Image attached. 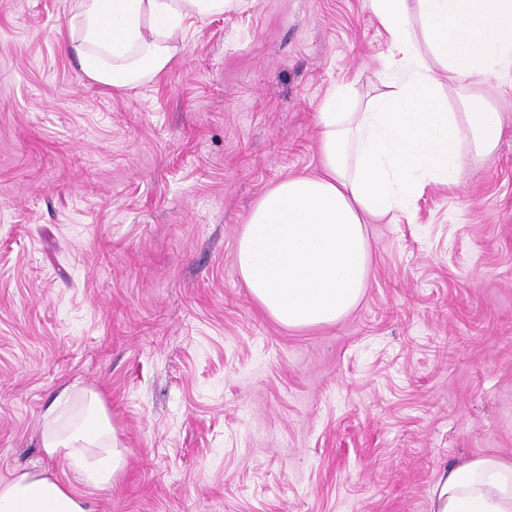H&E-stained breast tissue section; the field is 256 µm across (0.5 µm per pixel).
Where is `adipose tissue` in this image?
Masks as SVG:
<instances>
[{"instance_id": "ef3b65f1", "label": "adipose tissue", "mask_w": 512, "mask_h": 512, "mask_svg": "<svg viewBox=\"0 0 512 512\" xmlns=\"http://www.w3.org/2000/svg\"><path fill=\"white\" fill-rule=\"evenodd\" d=\"M397 51L393 79L355 112L345 88L332 89L318 114L321 168L285 179L254 204L236 247L238 273L279 324H333L360 302L371 267L368 219L408 212L425 184H458L460 141L487 153L502 135L499 112L483 100L453 111L408 27L417 8L423 36L448 77H495L512 67V0H371ZM230 0H72L70 50L90 80L126 88L169 64L171 41L192 17L224 12ZM87 415L60 424L74 395L62 391L43 415L44 453L80 480L110 487L124 464L98 393L85 392ZM0 512H93L70 483L47 471L0 479ZM430 512H512V461L481 454L445 468Z\"/></svg>"}]
</instances>
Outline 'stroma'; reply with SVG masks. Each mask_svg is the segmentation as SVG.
Listing matches in <instances>:
<instances>
[{"label": "stroma", "instance_id": "35a3bbf8", "mask_svg": "<svg viewBox=\"0 0 512 512\" xmlns=\"http://www.w3.org/2000/svg\"><path fill=\"white\" fill-rule=\"evenodd\" d=\"M71 0H0V478L59 470L42 416L97 391L125 449L94 512H429L438 472L512 461V86L459 185L366 226L335 324L290 329L235 263L252 206L320 170V106L379 87L371 0H240L190 18L127 89L64 45Z\"/></svg>", "mask_w": 512, "mask_h": 512}]
</instances>
